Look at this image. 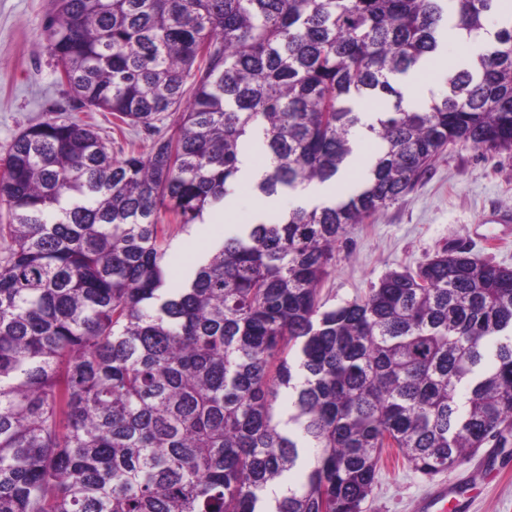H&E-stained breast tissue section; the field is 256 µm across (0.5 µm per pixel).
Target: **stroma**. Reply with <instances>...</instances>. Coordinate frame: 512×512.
I'll return each mask as SVG.
<instances>
[{"label":"stroma","instance_id":"35a3bbf8","mask_svg":"<svg viewBox=\"0 0 512 512\" xmlns=\"http://www.w3.org/2000/svg\"><path fill=\"white\" fill-rule=\"evenodd\" d=\"M49 8V0H0V157L51 104L66 100L40 35ZM275 202L273 211H265V197L242 185L225 204L233 205L236 223H225V206H219L203 223L167 225L170 283H182L258 212L275 221L295 200L282 193ZM502 209L512 211V156L470 147L441 154L412 193L370 223L350 229L322 287V302L341 304L368 291L387 272L415 268L425 257L459 246L474 257L512 267V223L494 219ZM492 452V447L480 448L466 465L433 479L388 461L367 512H415L417 501L438 482L464 497V508L452 505L448 512H512V459Z\"/></svg>","mask_w":512,"mask_h":512}]
</instances>
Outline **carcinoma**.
I'll list each match as a JSON object with an SVG mask.
<instances>
[{
    "label": "carcinoma",
    "mask_w": 512,
    "mask_h": 512,
    "mask_svg": "<svg viewBox=\"0 0 512 512\" xmlns=\"http://www.w3.org/2000/svg\"><path fill=\"white\" fill-rule=\"evenodd\" d=\"M500 2L52 0L70 115L0 160V512H366L387 447L433 477L512 441V267L455 248L320 302L350 228L437 156L512 154ZM457 29L493 41L406 105L398 77ZM85 107L150 151L115 158ZM255 132L266 197L335 180L360 132L377 152L167 287L164 226L224 200ZM374 150L368 151L364 149L363 146L361 148H355L352 155L348 158L347 163L341 172L336 176V181L341 178L352 176V175H360L361 173H366L372 163L374 155L372 154ZM362 177H351L338 181L336 183V189L333 191V186L335 182H327L325 184L311 186L303 191H299L301 196H329L335 197L339 194L341 188L344 185H352L355 181L361 179ZM333 191V193H332ZM327 197V198H330ZM327 198H313L314 199H327Z\"/></svg>",
    "instance_id": "carcinoma-1"
}]
</instances>
